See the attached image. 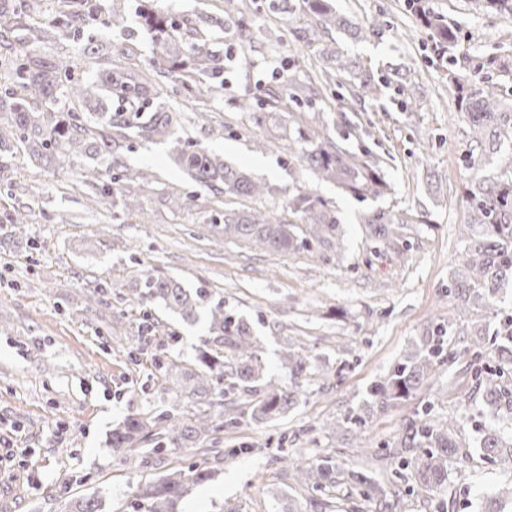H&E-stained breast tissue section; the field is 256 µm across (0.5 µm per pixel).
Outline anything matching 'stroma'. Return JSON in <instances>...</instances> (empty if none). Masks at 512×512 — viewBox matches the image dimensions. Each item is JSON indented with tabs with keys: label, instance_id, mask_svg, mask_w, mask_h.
Masks as SVG:
<instances>
[{
	"label": "stroma",
	"instance_id": "obj_1",
	"mask_svg": "<svg viewBox=\"0 0 512 512\" xmlns=\"http://www.w3.org/2000/svg\"><path fill=\"white\" fill-rule=\"evenodd\" d=\"M289 2L290 14L270 0H234L247 23L242 30L225 22V0H158L179 20L217 19L210 46L224 54V82L209 90V124L197 122L177 84L166 85L163 97L180 114L181 140L267 184L253 209L284 216L290 196L313 190L336 212L341 248L312 241L280 253L225 241L224 210L241 199L218 200L197 186L173 162L169 141L133 138L122 150L125 165L149 174L147 183L129 187L138 204L132 212L120 195L92 198L79 177L83 160L38 168L23 155H0L9 169L0 183V512H65L70 499L87 494L99 496L102 512H134L137 486L163 469L202 462L196 447L173 449L164 465L152 466L106 445L113 423L126 415L196 408L178 392L205 323L138 305L132 288L145 272L223 297L225 315L251 322L265 379L287 384L288 346L316 358L295 406L262 423L248 417L253 396L225 386L233 420L219 438L228 454L213 462L212 480L190 489L180 512H280L290 502L298 512H379L375 482L394 496V512H481L494 490L512 483L511 470L468 446L483 428L512 433L511 416L481 405L468 355L441 366L429 389L384 410L365 406L369 387L453 310L448 281L468 210L460 188L470 172L463 162L467 127L454 113L448 71L475 56L512 61V19L476 13L470 0H430L460 32L459 52L445 58L410 0H335L339 13L370 29L365 40L318 30L301 0ZM137 5L113 0L124 22L99 29L95 54L67 38L36 50L50 60L69 58L83 81L116 59L145 70L151 47ZM336 48L371 73L375 98L358 101L343 77L318 86L312 104L265 109L268 87L333 68L329 52ZM399 66L416 99L402 93ZM243 96L258 116L236 110ZM310 128L366 154L390 192L363 199L317 180L288 148L289 134ZM174 193L195 201L175 210ZM19 205L31 219L18 231L3 217ZM375 209L408 218L401 240L386 247L366 238L359 217ZM426 408L435 418H459L467 443L436 488L385 457L403 425ZM327 421L339 422V433L324 430ZM324 455L336 465L335 486L293 483V460ZM356 472L363 481L353 480Z\"/></svg>",
	"mask_w": 512,
	"mask_h": 512
}]
</instances>
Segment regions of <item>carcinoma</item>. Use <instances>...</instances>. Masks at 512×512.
<instances>
[{
  "label": "carcinoma",
  "mask_w": 512,
  "mask_h": 512,
  "mask_svg": "<svg viewBox=\"0 0 512 512\" xmlns=\"http://www.w3.org/2000/svg\"><path fill=\"white\" fill-rule=\"evenodd\" d=\"M62 10L49 23L28 24L25 4L0 0V68H4L8 88L0 96V151L22 150L37 163L50 166L61 155L77 159L107 158L116 162L128 134L145 141L172 138L177 133L178 116L160 101L162 86L175 80L184 90L202 92L197 77L224 80V56L212 50L207 31L185 21H177L154 7L156 0H139L141 25L152 46L151 67L137 73L128 67L103 70L96 82H71V68L51 62L35 53L33 45L64 36L86 39L83 51L94 53L93 38L84 25L102 27L121 24V15L110 0H61ZM323 29L361 31L342 17L331 0H302ZM475 9L489 17L512 18V0H472ZM434 41L447 50L459 42L456 29L431 12L420 17ZM29 32L30 47H16L9 39L13 32ZM336 55L338 74L360 69L356 60ZM508 68L497 58L482 57L464 71L448 70V78L458 90L457 113L469 132L465 165L470 170L462 193L469 211L463 228L464 246L451 275L448 295L461 313L483 312L489 318L500 315L499 294L512 288V91L482 76L486 68ZM376 92L372 76L362 75L353 89L358 100L370 99ZM315 89L309 85L288 86V91L270 88L266 105L273 112L288 109L300 98L312 100ZM298 144L299 159L318 179L334 182L358 195L380 196L387 183L367 161L341 148L329 135L314 130ZM176 165L197 184L216 194L256 199L266 186L245 170L229 166L203 147L176 149ZM82 180L93 184L101 196L112 194L97 166H85ZM288 211L300 223L280 219L273 212L224 210V240L243 241L258 250L286 253L313 239L329 247L340 244L335 212L312 191H298L288 199ZM368 237L388 243L401 239L408 219L384 210L363 215ZM133 292L141 305L157 304L194 321L205 314L208 336L196 355L185 388L187 397L197 403V411L185 418L174 412L129 414L112 425L108 446L118 455L142 454L157 462L174 448H186L204 441L220 430L224 417V379L241 383L257 395L251 418L259 423L283 416L294 406L300 380L311 365L309 351L300 348L283 354L291 377L289 385L264 381L263 366L256 352L250 323L224 315V299L209 288H185L162 274L145 273ZM498 348V364L485 363L484 323L475 321L464 329L453 319L439 324L412 345L405 360L369 390V402L380 409L392 401L429 387L436 370L453 351V337H463V352L470 356V371L482 403L491 409L512 411L509 391L501 378L512 375V317L503 327ZM460 422L456 418L415 419L404 429L390 456L413 468L416 480L427 487L443 484L447 477L448 456L458 453ZM478 447L507 469H512V439L504 441L495 430L482 432ZM294 480L314 486L336 485V466L329 457L316 463L298 462L292 466ZM213 478V469L196 468L186 474L168 469L151 482L137 488L136 502L141 512H180L179 502L193 485ZM67 512H101L93 494L75 501Z\"/></svg>",
  "instance_id": "1"
}]
</instances>
